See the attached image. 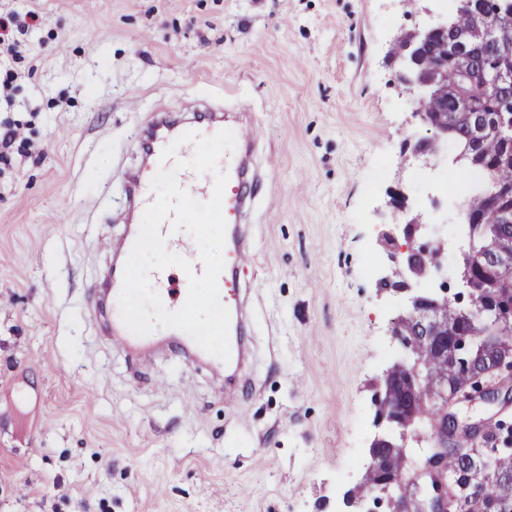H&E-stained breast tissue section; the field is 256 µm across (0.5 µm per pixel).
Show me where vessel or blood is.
Returning <instances> with one entry per match:
<instances>
[{"label":"vessel or blood","instance_id":"b4317fda","mask_svg":"<svg viewBox=\"0 0 512 512\" xmlns=\"http://www.w3.org/2000/svg\"><path fill=\"white\" fill-rule=\"evenodd\" d=\"M222 125L216 118H207L205 122L186 127L169 120L160 121L152 130V155L160 157L163 150L170 144H177L178 158L188 160L193 156V146L180 143V136L186 130H194L199 135L210 136L220 131ZM219 168L228 176L224 189L222 213L227 226L232 231V246L225 256L224 274L218 279L219 298L230 313L229 344L231 358L241 355L240 332L249 319L248 299L246 291L239 288L235 273L252 255L253 248L250 239L243 229L251 197L247 193L250 182L255 181L256 175L247 161H234L230 158L220 160ZM181 188L201 202L209 201L213 194L214 177L212 174H199L186 168L177 175ZM161 235L165 236L168 250L187 259L194 274L204 272V265L198 257V250L192 237L182 231H172L170 223L160 227ZM123 272L116 269L110 271L104 282V288L110 301L108 319V335L113 344L124 348L132 356H140L158 346L160 337L154 335L137 336L124 325L118 305L122 289Z\"/></svg>","mask_w":512,"mask_h":512}]
</instances>
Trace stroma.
<instances>
[{
	"label": "stroma",
	"mask_w": 512,
	"mask_h": 512,
	"mask_svg": "<svg viewBox=\"0 0 512 512\" xmlns=\"http://www.w3.org/2000/svg\"><path fill=\"white\" fill-rule=\"evenodd\" d=\"M452 0H0L37 10L0 121L24 142L0 163V512H342L376 429L372 396L401 356L402 295L380 239L412 213L461 218L442 191L458 146L427 136L390 55ZM246 109L256 160L254 263L239 272L251 358L238 399L224 373L167 343L133 361L87 291L127 232L123 176L142 170L154 112L213 99ZM481 437L512 403L450 407Z\"/></svg>",
	"instance_id": "35a3bbf8"
}]
</instances>
